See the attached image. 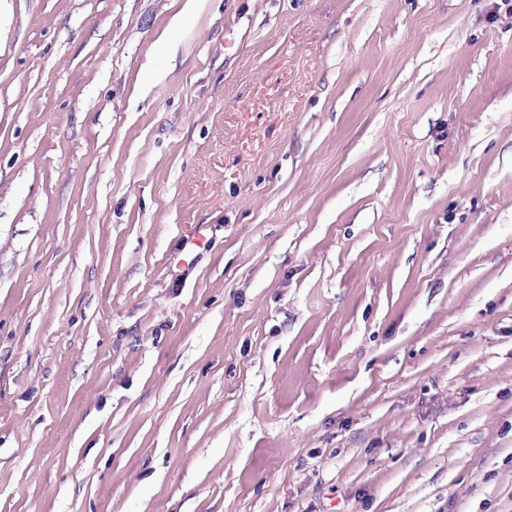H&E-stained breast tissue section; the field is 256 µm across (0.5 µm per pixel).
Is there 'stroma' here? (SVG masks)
<instances>
[{"label":"stroma","instance_id":"stroma-1","mask_svg":"<svg viewBox=\"0 0 512 512\" xmlns=\"http://www.w3.org/2000/svg\"><path fill=\"white\" fill-rule=\"evenodd\" d=\"M0 512H512V0H0Z\"/></svg>","mask_w":512,"mask_h":512}]
</instances>
